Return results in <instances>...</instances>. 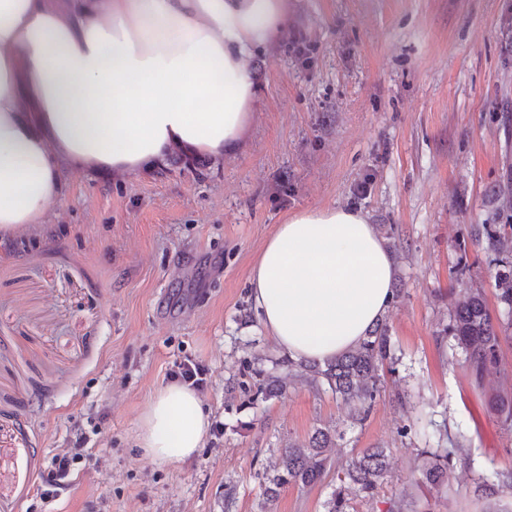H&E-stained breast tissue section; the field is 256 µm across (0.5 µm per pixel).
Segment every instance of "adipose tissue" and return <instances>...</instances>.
Listing matches in <instances>:
<instances>
[{"label":"adipose tissue","mask_w":512,"mask_h":512,"mask_svg":"<svg viewBox=\"0 0 512 512\" xmlns=\"http://www.w3.org/2000/svg\"><path fill=\"white\" fill-rule=\"evenodd\" d=\"M288 0H0V243L43 223L63 168L131 179L173 152L236 154L258 106L253 58L282 36ZM395 264L358 210L303 209L277 225L250 284L289 358L355 347L393 298ZM210 421L190 387L145 404L151 463L191 461Z\"/></svg>","instance_id":"adipose-tissue-1"}]
</instances>
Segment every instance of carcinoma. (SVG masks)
I'll list each match as a JSON object with an SVG mask.
<instances>
[{
  "label": "carcinoma",
  "instance_id": "obj_1",
  "mask_svg": "<svg viewBox=\"0 0 512 512\" xmlns=\"http://www.w3.org/2000/svg\"><path fill=\"white\" fill-rule=\"evenodd\" d=\"M499 206L486 224H474L469 240L480 249L488 267L495 270L494 286L499 305L497 315H492L482 290L476 288L451 305L445 336L461 349L469 364L470 374L481 383L485 374L500 366L499 348L502 335L512 330V184H504L494 190ZM394 353L387 324L378 321L367 335L352 349L324 363H296L288 361V372L296 371L313 381H323L337 396L350 405L355 420L362 421L369 414L377 395L381 371L393 368ZM282 393L277 377L270 375L262 387L248 397V404L267 400ZM492 407L502 424L512 430V389L502 387L492 401ZM416 431L424 438L441 433L437 424L428 418H418L415 425L404 427L401 433ZM336 430L320 428L306 444L290 443L283 450L272 468L264 474L268 495L276 487L288 483L303 487L320 482L330 468L325 449L331 447ZM420 484L431 491L448 488V477L454 461L463 456L461 448H425L421 451ZM389 465V449L365 448L336 474V487L327 502V512H349L356 498L371 499L377 493L386 476ZM482 493L492 497L512 494V471H495L482 479Z\"/></svg>",
  "mask_w": 512,
  "mask_h": 512
}]
</instances>
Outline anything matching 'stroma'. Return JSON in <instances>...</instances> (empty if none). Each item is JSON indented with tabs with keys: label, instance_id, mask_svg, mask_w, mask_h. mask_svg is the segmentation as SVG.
Masks as SVG:
<instances>
[{
	"label": "stroma",
	"instance_id": "35a3bbf8",
	"mask_svg": "<svg viewBox=\"0 0 512 512\" xmlns=\"http://www.w3.org/2000/svg\"><path fill=\"white\" fill-rule=\"evenodd\" d=\"M258 108L241 150L169 157L134 180L68 169L45 221L0 245V512H326L336 469L391 450L386 480L352 512H487L479 476L512 469V431L444 338L448 308L483 289V252L460 254L512 177V0H288L286 33L254 59ZM353 206L394 254L402 292L385 315L397 358L368 417L325 384L289 379L251 297L252 262L299 210ZM208 370L210 429L195 458L156 465L139 415L176 362ZM284 395L247 407L264 374ZM469 461L446 493L416 484L425 446L401 435L420 411ZM336 427L335 466L267 499L263 473L287 443ZM89 438L69 487L37 488L68 439Z\"/></svg>",
	"mask_w": 512,
	"mask_h": 512
}]
</instances>
